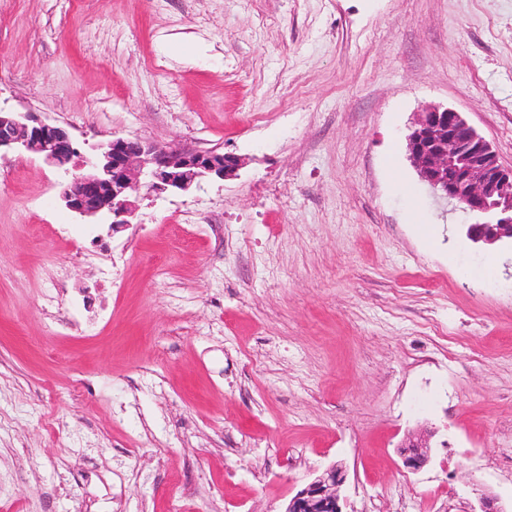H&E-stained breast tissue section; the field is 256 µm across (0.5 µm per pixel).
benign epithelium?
I'll use <instances>...</instances> for the list:
<instances>
[{"label": "benign epithelium", "instance_id": "benign-epithelium-1", "mask_svg": "<svg viewBox=\"0 0 512 512\" xmlns=\"http://www.w3.org/2000/svg\"><path fill=\"white\" fill-rule=\"evenodd\" d=\"M407 150L420 178L438 197L463 205L473 217L466 236L474 243L512 242V167L462 113L430 106L419 113ZM32 154L64 170L59 200L81 218L110 219L116 231L130 224L136 199L152 193H187L206 180L233 179L245 158L218 149L173 148L139 136H119L76 161L68 129L31 112L0 111V153ZM404 468L430 460L423 436H410L400 452ZM347 476L328 466L289 499L285 512H343Z\"/></svg>", "mask_w": 512, "mask_h": 512}]
</instances>
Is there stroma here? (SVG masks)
<instances>
[{
    "instance_id": "1",
    "label": "stroma",
    "mask_w": 512,
    "mask_h": 512,
    "mask_svg": "<svg viewBox=\"0 0 512 512\" xmlns=\"http://www.w3.org/2000/svg\"><path fill=\"white\" fill-rule=\"evenodd\" d=\"M428 105L512 166V0H0V110L247 160L114 233L0 158V512H283L334 463L345 512H512V247L410 163ZM400 452L404 468L410 471H418L430 460L431 448L424 436L407 437L405 443L401 446Z\"/></svg>"
}]
</instances>
